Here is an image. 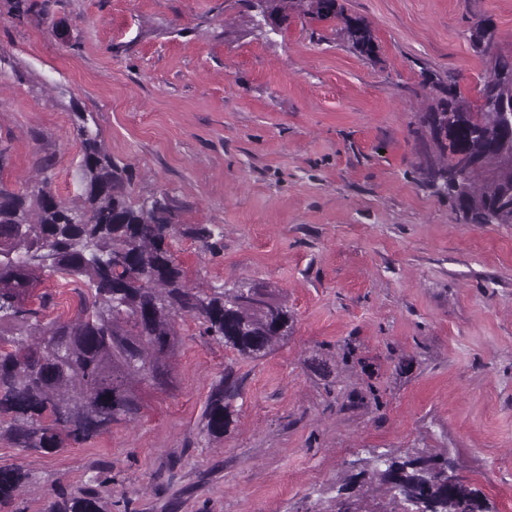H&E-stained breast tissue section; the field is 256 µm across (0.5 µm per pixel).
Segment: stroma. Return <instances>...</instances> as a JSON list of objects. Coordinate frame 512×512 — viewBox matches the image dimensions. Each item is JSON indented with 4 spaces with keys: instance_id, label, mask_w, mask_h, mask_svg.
<instances>
[{
    "instance_id": "1",
    "label": "stroma",
    "mask_w": 512,
    "mask_h": 512,
    "mask_svg": "<svg viewBox=\"0 0 512 512\" xmlns=\"http://www.w3.org/2000/svg\"><path fill=\"white\" fill-rule=\"evenodd\" d=\"M340 2L374 56L299 8L257 28L251 0H0V181L76 199L85 113L131 199L219 231L174 242L189 286L263 284L293 314L255 361L178 317L139 417L53 453L0 435V465L29 476L0 512L90 488L104 512H332L349 462L414 448L512 512V224L463 223L418 170L442 88L478 108L491 59L512 60V0ZM471 39L477 49L486 54L495 43L494 27L488 19L478 21L471 29ZM227 377L219 381L212 391L210 402L206 413V431L211 437H220L224 435L225 428L230 423L231 411L228 402H224L231 397L230 388L224 387V380L227 383Z\"/></svg>"
}]
</instances>
